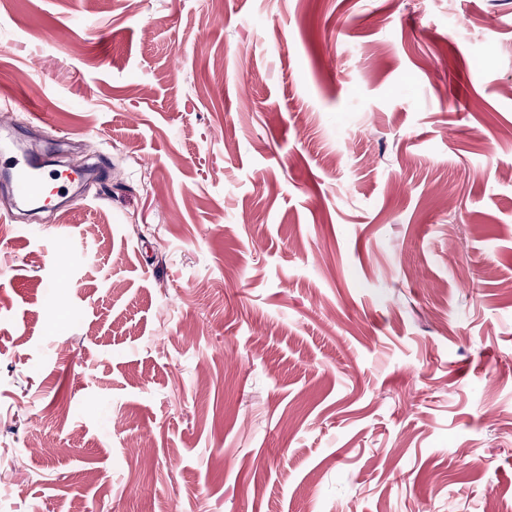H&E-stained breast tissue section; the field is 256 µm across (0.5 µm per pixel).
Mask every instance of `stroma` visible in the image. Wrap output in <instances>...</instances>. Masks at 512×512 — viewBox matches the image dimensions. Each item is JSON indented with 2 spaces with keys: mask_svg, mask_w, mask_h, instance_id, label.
Wrapping results in <instances>:
<instances>
[{
  "mask_svg": "<svg viewBox=\"0 0 512 512\" xmlns=\"http://www.w3.org/2000/svg\"><path fill=\"white\" fill-rule=\"evenodd\" d=\"M35 88L0 512H512V0H0ZM3 129L0 134V167L9 170L14 195L20 201L30 202L23 204L15 199L16 204L26 208V211L40 209L32 203L41 199L52 201L54 197H65L70 184L86 177L83 171L48 170V163L38 152H19L6 148L8 140L13 142L15 137L13 133L3 135Z\"/></svg>",
  "mask_w": 512,
  "mask_h": 512,
  "instance_id": "stroma-1",
  "label": "stroma"
}]
</instances>
